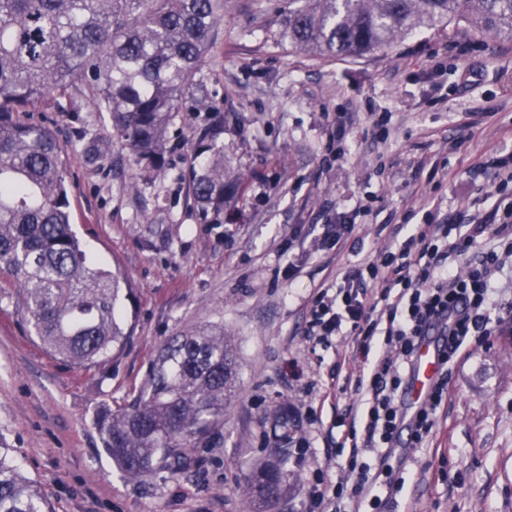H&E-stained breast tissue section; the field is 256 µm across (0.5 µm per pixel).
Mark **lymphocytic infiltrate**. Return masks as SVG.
<instances>
[{"label": "lymphocytic infiltrate", "mask_w": 512, "mask_h": 512, "mask_svg": "<svg viewBox=\"0 0 512 512\" xmlns=\"http://www.w3.org/2000/svg\"><path fill=\"white\" fill-rule=\"evenodd\" d=\"M487 227L479 217L471 218L463 231L449 224L417 225L399 254L369 266L368 272L394 296L386 306L369 300L364 272L359 270L344 275L339 299L324 293L317 300L310 327L318 335L338 334L347 324L360 338L358 349L362 355L370 354L371 340L378 332L383 333L390 348L389 354L379 356L371 369L366 446L374 460L363 463L361 483L377 486V478L371 475L372 465L386 461L398 435L408 433L416 444L432 428V417L447 385L445 377L437 378L413 420L404 416L400 393L426 329L437 330L443 336L442 360L447 363L456 357L465 340L483 342L491 335L494 323L512 313V304L502 307L492 299L493 273L512 261V243L486 252L479 267L466 274L456 270Z\"/></svg>", "instance_id": "f902f5d3"}]
</instances>
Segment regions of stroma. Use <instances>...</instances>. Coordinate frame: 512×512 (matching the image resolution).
Returning a JSON list of instances; mask_svg holds the SVG:
<instances>
[{
	"mask_svg": "<svg viewBox=\"0 0 512 512\" xmlns=\"http://www.w3.org/2000/svg\"><path fill=\"white\" fill-rule=\"evenodd\" d=\"M287 9L224 0L201 70L224 115V168L244 180L222 223L201 218L188 184L205 113L179 114L159 172L138 171L118 144L94 158L84 102L31 115L66 149L91 262L128 284L130 337L88 366L52 356L0 291V448L51 512H248L247 475L282 454L287 490L270 512H311L319 476L360 512H512V320L461 349L431 432L419 445L400 436L372 494L334 454L365 438V412L347 410L369 362L352 333L309 331L323 289L399 252L416 225L489 219L512 199L497 181L512 164V42L462 23L324 58L289 43ZM199 325L233 337L236 399L187 470L132 482L102 452L94 411L122 405L159 347Z\"/></svg>",
	"mask_w": 512,
	"mask_h": 512,
	"instance_id": "stroma-1",
	"label": "stroma"
}]
</instances>
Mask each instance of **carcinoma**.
<instances>
[{"label": "carcinoma", "instance_id": "1", "mask_svg": "<svg viewBox=\"0 0 512 512\" xmlns=\"http://www.w3.org/2000/svg\"><path fill=\"white\" fill-rule=\"evenodd\" d=\"M224 16V0H0V275L34 336L74 364L106 360L127 331L126 280L91 265L72 228L64 147L30 121L49 98L91 104L109 119L96 154L112 142L160 171L180 112H206L189 187L202 216L224 212L243 182L224 172V116L208 103L199 72ZM464 20L512 41V0H288V41L310 53L360 57L399 36ZM237 354L219 327L164 343L139 391L98 411L103 449L128 479L143 482L186 459L224 418L236 395ZM285 459L246 479L253 512L282 494ZM0 512H50L43 492L0 448Z\"/></svg>", "mask_w": 512, "mask_h": 512}]
</instances>
